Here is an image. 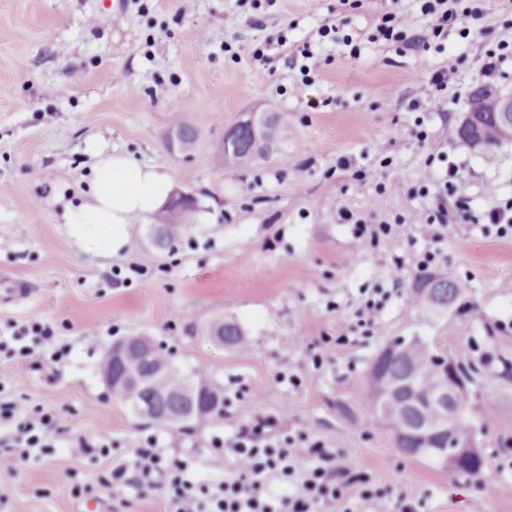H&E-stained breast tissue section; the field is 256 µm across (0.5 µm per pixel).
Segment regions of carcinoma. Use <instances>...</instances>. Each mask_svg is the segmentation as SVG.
<instances>
[{
    "label": "carcinoma",
    "instance_id": "carcinoma-1",
    "mask_svg": "<svg viewBox=\"0 0 512 512\" xmlns=\"http://www.w3.org/2000/svg\"><path fill=\"white\" fill-rule=\"evenodd\" d=\"M481 107L482 111L475 113V122L484 145L494 146L502 139L493 117L496 101L487 97ZM288 125V113L273 112L257 132L248 126L238 127L234 145L220 149L218 163L235 169L270 160L279 153ZM195 141V130L181 117L173 118L168 143L176 142L187 150ZM197 211L196 206L178 212L166 206L157 218L155 246L164 249L186 234ZM468 292L469 288L460 281L424 273L409 290L408 302L429 314L434 308L446 310L456 306ZM211 332L228 346L247 349L245 333L234 322L219 318L211 324ZM118 344L126 349L125 362L135 370L140 382L116 381L115 399L130 407L135 416L160 427L180 424L184 428L202 416H224V394L204 371L183 370L174 363L172 354L156 345L150 336H127ZM440 377L439 364L421 337L396 342L392 353L370 363L364 377L370 425L399 431L394 441L403 453L416 447L408 424L423 419L432 428L438 426V413L428 395Z\"/></svg>",
    "mask_w": 512,
    "mask_h": 512
}]
</instances>
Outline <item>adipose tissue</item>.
I'll use <instances>...</instances> for the list:
<instances>
[{
    "label": "adipose tissue",
    "mask_w": 512,
    "mask_h": 512,
    "mask_svg": "<svg viewBox=\"0 0 512 512\" xmlns=\"http://www.w3.org/2000/svg\"><path fill=\"white\" fill-rule=\"evenodd\" d=\"M173 190L171 177L129 155L99 150L95 181L88 200L68 215L73 236L88 225L105 230L106 250L118 252L129 242V226L162 208Z\"/></svg>",
    "instance_id": "ef3b65f1"
}]
</instances>
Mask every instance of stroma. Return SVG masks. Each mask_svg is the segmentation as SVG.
<instances>
[{
  "mask_svg": "<svg viewBox=\"0 0 512 512\" xmlns=\"http://www.w3.org/2000/svg\"><path fill=\"white\" fill-rule=\"evenodd\" d=\"M377 8L378 0H194L187 11L181 0H0V278L31 290L24 302L0 303V332L41 323L71 349L59 364L9 362L25 379L15 394L22 407L53 414L57 449L0 469V512H165L156 493L126 489L118 505L97 482L149 435L171 454L199 451V479L223 478L234 459L212 451L210 438L283 410L285 429L340 451L391 499L412 495L416 512H512V496H490L477 477L442 474L368 424L371 359L388 341L422 337L476 367L467 412L487 473L512 479V237L482 233L475 222L494 204L485 182L512 198V146L490 159L469 150L456 135L467 99L454 94L425 113L432 141L420 146L409 105L427 104L430 90L414 52L370 42ZM92 15L108 25L89 27ZM334 22L351 45L322 36ZM306 42L314 82L297 98L288 88ZM353 45L359 58L349 56ZM444 45L463 57L465 86L482 81L481 40L452 31ZM258 47L260 60L252 56ZM108 72L119 81L105 80ZM271 106L291 116L282 152L225 171L216 162L225 129ZM176 112L197 132L187 151L166 143ZM99 147L166 172L176 191L194 195L200 210L190 232L160 251L150 222L135 224L133 249L115 255L97 240H76L64 215L90 191ZM431 150L445 154L473 215L449 225L437 245L436 273L470 288L461 313L423 315L405 301L421 238L364 252L354 237L359 224L424 218L429 202L411 192ZM299 167L306 178L298 190ZM364 171L372 180H361ZM398 257L406 261L400 270ZM375 288L391 295L380 336L367 335L356 317ZM220 316L242 327L248 350L212 339ZM134 334L154 337L181 366L206 369L228 400L223 417L162 429L113 399L100 364ZM340 335L350 344L314 366L322 338ZM281 374L297 384L278 382ZM253 391L260 402L246 400ZM487 392L498 400L490 416L480 409ZM80 435L107 436L109 458L68 456L67 442ZM76 481L97 486L96 499L75 498Z\"/></svg>",
  "mask_w": 512,
  "mask_h": 512,
  "instance_id": "obj_1",
  "label": "stroma"
}]
</instances>
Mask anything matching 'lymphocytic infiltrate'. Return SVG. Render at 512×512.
I'll list each match as a JSON object with an SVG mask.
<instances>
[{"label":"lymphocytic infiltrate","mask_w":512,"mask_h":512,"mask_svg":"<svg viewBox=\"0 0 512 512\" xmlns=\"http://www.w3.org/2000/svg\"><path fill=\"white\" fill-rule=\"evenodd\" d=\"M420 11L428 24L420 33L410 31L407 13L398 4L382 6L376 15L375 37L400 44L422 55L444 54V61L429 71L425 81L433 94L430 108L441 106L449 90L461 81V59L445 55L444 40L449 29L459 28L462 36L476 35L487 44L482 64L484 76H503L505 63L512 62V26L496 32L481 21L482 9L462 5L461 0H422ZM435 154H428L419 175L415 196L431 198L433 208L417 226L428 249L416 258V268L430 270L438 260L432 243L442 237L447 225L466 211L454 185L438 177ZM23 357L38 354L46 362L59 363L70 354L68 345L58 341L50 326L35 323L21 327L11 341H0V352ZM54 419L51 413L27 415L16 399L0 395V447L12 449L16 459L27 461L53 454ZM213 451L230 449L234 468L224 479L203 481L194 475L196 452L171 456L156 436L138 440L127 462L113 466L99 487L120 492L128 487L161 492L169 512H319L342 501L345 489L359 484V500L366 512H413L411 496L393 503L384 488L371 478L336 463V449L313 439L303 431L288 433L277 416H263L241 428L233 437L213 435ZM96 487V488H99ZM95 487L73 484L75 497L93 495Z\"/></svg>","instance_id":"obj_1"}]
</instances>
